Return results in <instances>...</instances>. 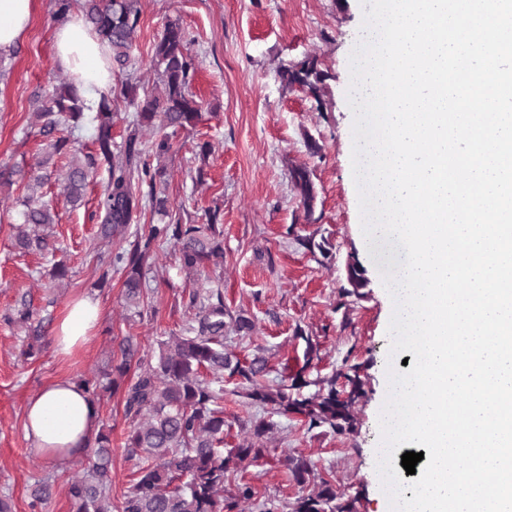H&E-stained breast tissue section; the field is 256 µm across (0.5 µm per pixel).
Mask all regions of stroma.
Listing matches in <instances>:
<instances>
[{"instance_id": "stroma-1", "label": "stroma", "mask_w": 512, "mask_h": 512, "mask_svg": "<svg viewBox=\"0 0 512 512\" xmlns=\"http://www.w3.org/2000/svg\"><path fill=\"white\" fill-rule=\"evenodd\" d=\"M34 5L29 32L7 62L8 78L0 81V165L34 171L45 160L61 174L71 156L47 148L32 118V102L51 92L66 72L55 61L53 0H34ZM141 8L131 55L144 81L155 79L150 61L167 22L179 21L192 38V90L205 112L165 160L167 192L174 213L195 224L205 223L207 209L220 207L224 263L208 266L195 280L181 269L173 247L163 246L146 275L150 309L139 317L125 307L122 274L106 272L95 259L99 223L90 214L104 178L88 184L76 208L57 182L45 187L57 213L53 232L61 250L56 257L68 268L60 280L51 277L50 263L38 254L12 247L20 189L0 192V498L12 512H75L67 484L87 470L93 454L84 452L66 466L33 456L22 427L28 400L57 378H100L123 337L157 352L160 340L187 326L189 292L218 285L225 309L255 322L251 335L226 336V348L243 360L263 353L268 380L281 381L303 367L310 379L320 380L354 364L363 366L365 376L354 433L311 429L300 418L269 414L274 431L266 455L229 480L255 491L253 500L240 503L241 512H260L263 501L290 502L303 494L284 463L297 455L310 458L316 473L331 479L343 499L354 500L356 512H388L377 450L394 311L382 272L392 251L378 241L367 243L363 235L352 165L355 113L348 100L350 55L364 37L362 0H141ZM307 56L317 57L328 75L319 101L301 89L283 87L277 76L281 65ZM309 135L321 145L320 155L308 153ZM205 143L211 151L204 157L200 147ZM294 165L307 167L316 184L310 224L290 183ZM300 236L327 239L334 246L332 258L299 246ZM351 257L369 278L362 299L344 294L345 263ZM104 274L107 285L97 287ZM79 294L98 299L103 313L85 348L64 360L54 351V329ZM25 304L32 320L14 321L16 309ZM310 343L318 356L308 364L304 351ZM97 407L99 428L112 441V502L117 505L136 468L124 450L130 423L122 394L101 393ZM255 414L234 380L225 379V447L242 444ZM41 478L51 483L50 497L34 508L31 491Z\"/></svg>"}]
</instances>
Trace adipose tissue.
<instances>
[{
	"label": "adipose tissue",
	"instance_id": "1",
	"mask_svg": "<svg viewBox=\"0 0 512 512\" xmlns=\"http://www.w3.org/2000/svg\"><path fill=\"white\" fill-rule=\"evenodd\" d=\"M34 0H0V51H10L23 39L31 22ZM55 57L83 88L108 89L112 72L103 44L80 16H72L54 35ZM101 313L90 297L71 300L54 334L58 355L71 356L88 342ZM24 435L33 455L64 464L92 445L99 429V412L84 386L70 378L52 381L25 407Z\"/></svg>",
	"mask_w": 512,
	"mask_h": 512
}]
</instances>
